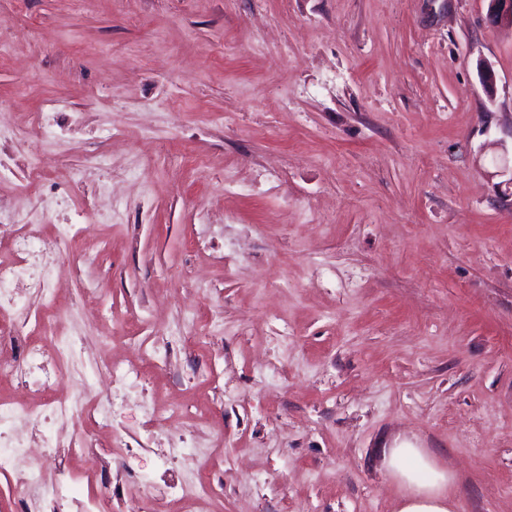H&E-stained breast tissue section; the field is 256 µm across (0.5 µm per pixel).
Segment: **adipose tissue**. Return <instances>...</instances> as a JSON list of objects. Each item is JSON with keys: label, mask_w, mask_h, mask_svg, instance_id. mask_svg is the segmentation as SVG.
Segmentation results:
<instances>
[{"label": "adipose tissue", "mask_w": 512, "mask_h": 512, "mask_svg": "<svg viewBox=\"0 0 512 512\" xmlns=\"http://www.w3.org/2000/svg\"><path fill=\"white\" fill-rule=\"evenodd\" d=\"M384 460L406 494L398 512H451L448 498L450 476L434 466L424 449L391 448Z\"/></svg>", "instance_id": "obj_1"}]
</instances>
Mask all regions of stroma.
<instances>
[{
	"instance_id": "1",
	"label": "stroma",
	"mask_w": 512,
	"mask_h": 512,
	"mask_svg": "<svg viewBox=\"0 0 512 512\" xmlns=\"http://www.w3.org/2000/svg\"><path fill=\"white\" fill-rule=\"evenodd\" d=\"M487 9L0 0V125L22 130L0 218L83 227L59 298L113 323L66 318L85 405L111 352L139 370L45 443L117 435L112 498L152 480L144 512H173L201 448L209 512H397L381 450L408 441L454 512H512V28ZM167 402L185 413L150 420ZM68 465L46 512L102 487L94 457Z\"/></svg>"
}]
</instances>
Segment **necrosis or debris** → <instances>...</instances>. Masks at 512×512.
<instances>
[{"instance_id":"necrosis-or-debris-1","label":"necrosis or debris","mask_w":512,"mask_h":512,"mask_svg":"<svg viewBox=\"0 0 512 512\" xmlns=\"http://www.w3.org/2000/svg\"><path fill=\"white\" fill-rule=\"evenodd\" d=\"M77 232L76 225L59 224L42 241L29 235L25 225H17L13 241L18 258L0 264V377L24 376L34 396L30 402H0V471L10 475L12 493L21 500L66 496L71 479L69 468L62 465L55 484H45L41 472L17 460L37 448L44 461H51V452L33 436V429L82 409L57 369L69 356L68 342L45 335L48 323H62L67 315L57 292L63 271L76 268L69 244ZM27 293L40 296L42 314L31 315L23 301Z\"/></svg>"}]
</instances>
